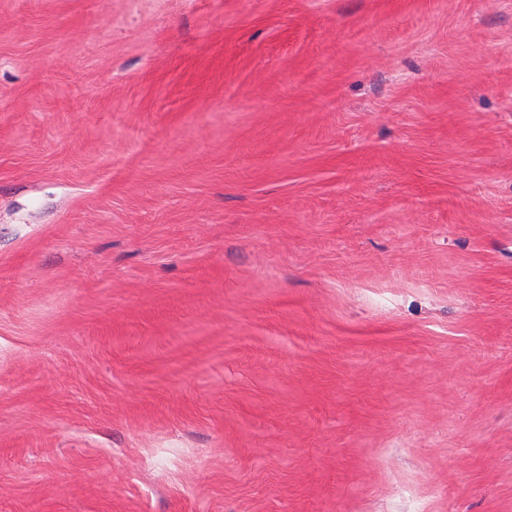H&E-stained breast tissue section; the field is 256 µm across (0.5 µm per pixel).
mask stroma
Segmentation results:
<instances>
[{"instance_id":"35a3bbf8","label":"stroma","mask_w":512,"mask_h":512,"mask_svg":"<svg viewBox=\"0 0 512 512\" xmlns=\"http://www.w3.org/2000/svg\"><path fill=\"white\" fill-rule=\"evenodd\" d=\"M0 512H512V0H0Z\"/></svg>"}]
</instances>
